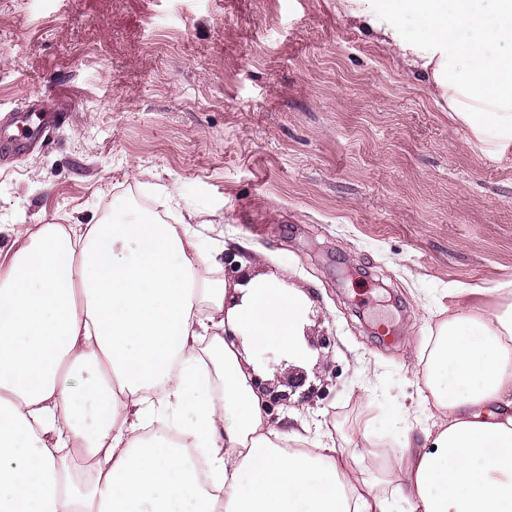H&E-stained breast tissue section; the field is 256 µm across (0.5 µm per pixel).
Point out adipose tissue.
<instances>
[{"label": "adipose tissue", "mask_w": 512, "mask_h": 512, "mask_svg": "<svg viewBox=\"0 0 512 512\" xmlns=\"http://www.w3.org/2000/svg\"><path fill=\"white\" fill-rule=\"evenodd\" d=\"M336 14L476 138L512 141V0H336ZM205 221L18 229L0 263V512H393L391 479L407 512H512L511 289L485 313L478 289L456 292L426 368L431 424L381 450L376 476L352 464L368 449H308L269 422L248 350L297 352L309 297L256 273L257 253L236 256L238 280H210ZM204 342L223 388L200 366ZM182 409L194 420L176 444L144 443L145 424Z\"/></svg>", "instance_id": "adipose-tissue-1"}]
</instances>
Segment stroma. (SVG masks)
<instances>
[{"label":"stroma","instance_id":"1","mask_svg":"<svg viewBox=\"0 0 512 512\" xmlns=\"http://www.w3.org/2000/svg\"><path fill=\"white\" fill-rule=\"evenodd\" d=\"M24 101L69 117L0 156V260L22 224L214 214L215 279L246 247L310 294L305 356L251 359L275 390L300 371L321 388L273 415L344 453L426 426L438 309L512 286V150L442 111L336 0H0V115Z\"/></svg>","mask_w":512,"mask_h":512}]
</instances>
